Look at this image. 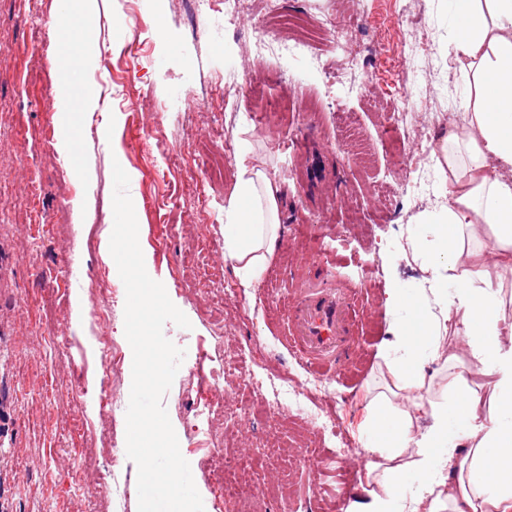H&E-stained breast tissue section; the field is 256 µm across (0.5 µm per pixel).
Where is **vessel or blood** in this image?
I'll list each match as a JSON object with an SVG mask.
<instances>
[{"instance_id": "b4317fda", "label": "vessel or blood", "mask_w": 512, "mask_h": 512, "mask_svg": "<svg viewBox=\"0 0 512 512\" xmlns=\"http://www.w3.org/2000/svg\"><path fill=\"white\" fill-rule=\"evenodd\" d=\"M358 288L312 261L297 281L286 320L289 344L310 367L337 372L359 348L356 341Z\"/></svg>"}]
</instances>
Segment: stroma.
<instances>
[{"mask_svg": "<svg viewBox=\"0 0 512 512\" xmlns=\"http://www.w3.org/2000/svg\"><path fill=\"white\" fill-rule=\"evenodd\" d=\"M194 9L193 0H0V512H138L137 495L95 499L74 481L81 467L100 487L137 482L131 460L117 474L87 461L91 449L126 446L133 354L123 308L110 323L123 343L112 380L120 406L101 416L95 398L75 388L77 379L95 386L104 378V325L85 285L101 267L118 272L109 250L116 162L130 178L146 270L191 323L166 325L190 342L164 404L204 512H346L338 488L359 481V472H329L319 461L335 452L337 434L354 437L380 378L379 348L393 319L386 289L423 282L411 225L448 206L432 158L417 181L402 158L417 147L386 118L403 100L422 99L436 132L464 124L467 88L453 63L448 0H280L272 15L264 0H250L231 21L222 0L199 16ZM328 14L340 27L364 17L356 48L369 64L352 94L324 79L341 63L331 34L304 56L256 51L269 33L287 37L290 17L316 25ZM68 24L89 27L97 53L77 47ZM417 33V54L404 55ZM65 89L93 106L64 113ZM246 146L280 187L282 224L249 296L224 259V203ZM175 153L184 170H167ZM315 166L323 178L312 183ZM201 236L212 242L205 292L190 258ZM315 257L369 289V359L313 397L334 417L333 433L285 408L271 413L269 389L250 382L311 377L285 340L280 312L290 271ZM257 334L265 348H253ZM197 338L212 341L209 357L198 356ZM224 361L237 368L214 381L211 369ZM219 389L240 410L217 427L224 448L260 475L266 496L254 497L243 478L237 501L225 502L210 459L190 452L187 423Z\"/></svg>", "mask_w": 512, "mask_h": 512, "instance_id": "obj_1", "label": "stroma"}]
</instances>
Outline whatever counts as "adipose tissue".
I'll use <instances>...</instances> for the list:
<instances>
[{
	"label": "adipose tissue",
	"instance_id": "1",
	"mask_svg": "<svg viewBox=\"0 0 512 512\" xmlns=\"http://www.w3.org/2000/svg\"><path fill=\"white\" fill-rule=\"evenodd\" d=\"M470 113L433 151L450 203L412 228L425 285L386 291L388 378L358 428L370 455L347 512H512V336L501 287L512 271V0H448ZM236 160L224 258L243 290L273 258L282 225L266 172Z\"/></svg>",
	"mask_w": 512,
	"mask_h": 512
}]
</instances>
